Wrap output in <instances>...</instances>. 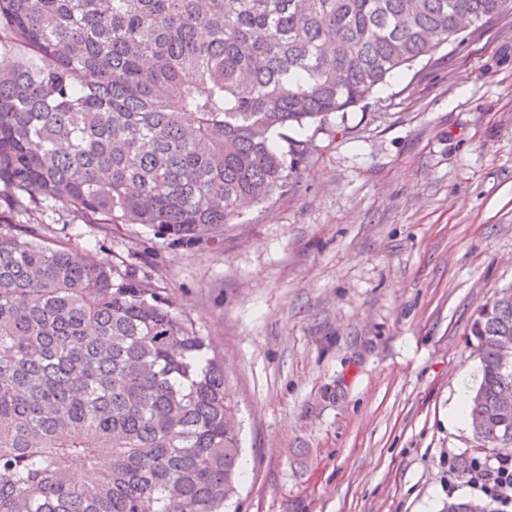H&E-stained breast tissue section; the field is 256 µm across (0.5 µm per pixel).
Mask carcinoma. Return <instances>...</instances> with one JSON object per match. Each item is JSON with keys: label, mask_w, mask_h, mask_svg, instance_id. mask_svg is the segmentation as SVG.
Instances as JSON below:
<instances>
[{"label": "carcinoma", "mask_w": 512, "mask_h": 512, "mask_svg": "<svg viewBox=\"0 0 512 512\" xmlns=\"http://www.w3.org/2000/svg\"><path fill=\"white\" fill-rule=\"evenodd\" d=\"M512 0H0L28 59L0 70V196L213 238L288 191L313 139L398 71ZM468 335L469 424L512 442V292ZM224 362L146 266L0 232V512H224L239 478ZM77 470L89 478L77 482ZM489 512L477 500L443 512Z\"/></svg>", "instance_id": "1"}]
</instances>
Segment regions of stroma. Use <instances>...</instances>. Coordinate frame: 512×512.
Wrapping results in <instances>:
<instances>
[{
  "label": "stroma",
  "instance_id": "1",
  "mask_svg": "<svg viewBox=\"0 0 512 512\" xmlns=\"http://www.w3.org/2000/svg\"><path fill=\"white\" fill-rule=\"evenodd\" d=\"M399 72L325 129L272 202L191 247L61 204L9 224L152 264L223 358L242 477L229 512H440L478 449L454 419L481 378L465 336L512 288V12Z\"/></svg>",
  "mask_w": 512,
  "mask_h": 512
}]
</instances>
